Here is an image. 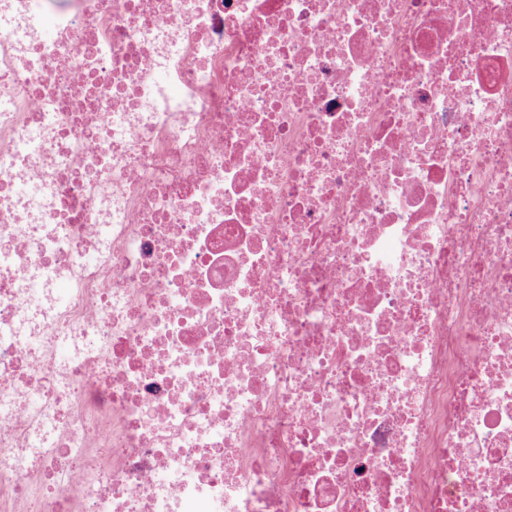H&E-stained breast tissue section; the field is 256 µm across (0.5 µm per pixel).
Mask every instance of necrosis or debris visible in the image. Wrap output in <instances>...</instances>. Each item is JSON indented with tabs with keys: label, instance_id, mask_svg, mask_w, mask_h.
<instances>
[{
	"label": "necrosis or debris",
	"instance_id": "necrosis-or-debris-1",
	"mask_svg": "<svg viewBox=\"0 0 512 512\" xmlns=\"http://www.w3.org/2000/svg\"><path fill=\"white\" fill-rule=\"evenodd\" d=\"M0 512H512V0H0Z\"/></svg>",
	"mask_w": 512,
	"mask_h": 512
}]
</instances>
